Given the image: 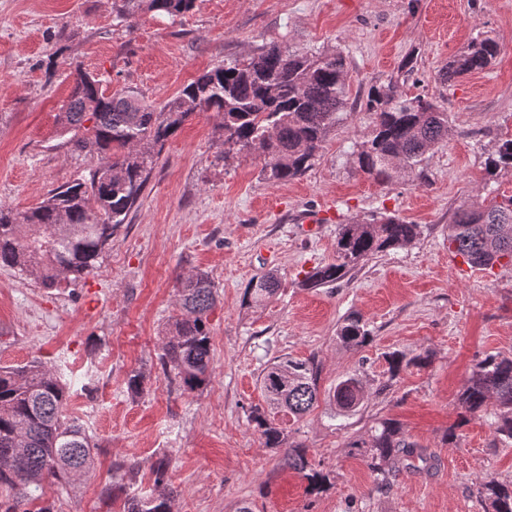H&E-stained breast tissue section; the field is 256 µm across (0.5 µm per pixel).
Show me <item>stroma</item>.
<instances>
[{"label": "stroma", "mask_w": 512, "mask_h": 512, "mask_svg": "<svg viewBox=\"0 0 512 512\" xmlns=\"http://www.w3.org/2000/svg\"><path fill=\"white\" fill-rule=\"evenodd\" d=\"M112 2L0 0L1 204L28 210L92 167L60 124L79 69L107 92L130 89L160 105L272 40L289 51L339 49L348 108L311 168L284 184L263 179L256 155H225L216 117L197 113L164 146L91 274L48 291L0 267V365L37 358L62 373L68 412L98 445L89 473L49 490L55 512H122L123 493L101 494L114 466L140 462L132 483L146 494L160 459L173 512H236L245 502L254 512H483L484 477L512 485V443L495 434L493 411L459 425V399L476 363L512 358V263L463 264L448 252V226L481 194L488 155L512 136V0H197L181 16L146 14L131 28ZM487 31L501 45L494 64L441 85L448 59ZM410 52L415 79L403 89L441 101L448 136L415 171L378 183L353 155L372 129L359 103L371 87L400 79ZM380 212L419 225L418 237L339 283L302 287L307 272L333 259L339 225ZM308 214L317 218L311 231ZM198 271L218 293L209 314L213 371L203 389L183 394L158 354L178 313L176 279ZM268 271L279 276L278 292L246 305L248 283ZM352 311L373 336L357 351L337 339ZM395 350L429 352L431 363L389 379L384 356ZM278 356L321 364L315 409L298 421L275 417L328 473L317 494L248 424L251 406L264 402L259 375ZM134 370L146 375L136 397L126 387ZM350 375L365 398L342 416L328 391ZM383 418L402 423L435 469L418 473L400 460L381 485L353 442Z\"/></svg>", "instance_id": "stroma-1"}]
</instances>
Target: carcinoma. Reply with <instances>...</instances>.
Returning <instances> with one entry per match:
<instances>
[{
	"mask_svg": "<svg viewBox=\"0 0 512 512\" xmlns=\"http://www.w3.org/2000/svg\"><path fill=\"white\" fill-rule=\"evenodd\" d=\"M196 0H114L116 19L132 25L145 13L177 16L191 11ZM500 53L499 42L481 34L454 55L439 72L443 85L483 71ZM347 63L341 51L296 53L275 42L260 46L250 58L227 61L185 85L160 106L145 103L133 90L102 91L96 77L78 72L61 121L82 132L77 148L96 158L87 178L52 189L35 207L16 212L0 204V266L31 273L47 289L77 282L89 274L114 233L125 223L148 181L166 142L198 112L219 118L224 152H257L261 175L283 183L303 175L314 163L327 132L346 108ZM364 111L373 118L371 138L357 146L358 168L384 183L410 173L429 150L448 134V111L428 95L408 96L391 83L372 88ZM91 126H85V123ZM489 179L512 170V138L501 140L487 157ZM420 234L417 224L380 214L339 225L336 261L309 272L310 288L336 283L374 256L399 249ZM448 251L474 268L488 269L512 261V195L489 191L483 201L461 205L448 225ZM279 288L277 274L254 277L245 288L248 303H261ZM217 291L208 274L180 280L179 314L169 324L159 363L165 375L184 391L203 386L212 371L208 314ZM341 344L359 350L372 341L361 315L352 312L341 323ZM390 379L411 366L426 367L423 352L411 359L398 352L386 356ZM320 364L316 357H277L261 372L267 407H254L249 424L267 448H282L288 467L300 474L311 493L321 492L329 477L308 459L306 447L292 443L271 416L286 409L300 420L318 403ZM69 387L38 360L0 366V489L13 492L24 512H52L47 490L65 489L94 467L96 444L80 421L67 414ZM364 388L347 377L336 384L332 399L342 412L359 405ZM501 408L492 423L503 440H512V359L488 356L472 372L460 398L457 427L486 410L490 401ZM369 449L370 468L386 478L396 460L420 472L433 467L421 446L405 435L393 418L371 427L369 440L352 443ZM155 493L139 496L125 490L123 512H173V491L167 487L168 463L151 465ZM479 495L485 512H512V487L484 478Z\"/></svg>",
	"mask_w": 512,
	"mask_h": 512,
	"instance_id": "cac0c4a2",
	"label": "carcinoma"
}]
</instances>
